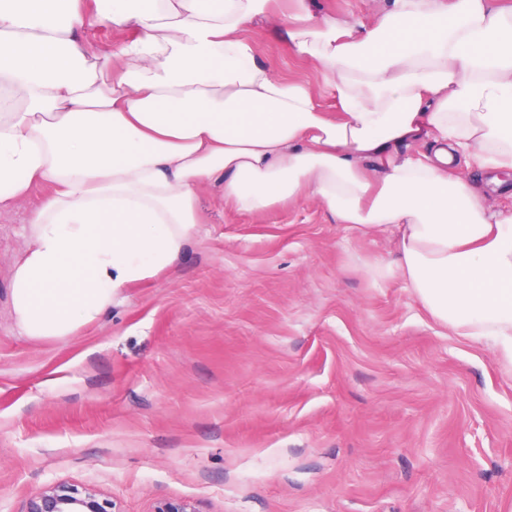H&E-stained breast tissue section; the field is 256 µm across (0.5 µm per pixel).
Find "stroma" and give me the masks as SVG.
Listing matches in <instances>:
<instances>
[{
  "mask_svg": "<svg viewBox=\"0 0 512 512\" xmlns=\"http://www.w3.org/2000/svg\"><path fill=\"white\" fill-rule=\"evenodd\" d=\"M251 39L331 97L280 17ZM49 188L0 212V512L55 482L121 512H512V372L370 264L311 198L251 216L199 192L177 264L61 341L15 330L11 268Z\"/></svg>",
  "mask_w": 512,
  "mask_h": 512,
  "instance_id": "obj_1",
  "label": "stroma"
}]
</instances>
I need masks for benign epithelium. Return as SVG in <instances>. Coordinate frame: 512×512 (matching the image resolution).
Listing matches in <instances>:
<instances>
[{
	"label": "benign epithelium",
	"instance_id": "obj_1",
	"mask_svg": "<svg viewBox=\"0 0 512 512\" xmlns=\"http://www.w3.org/2000/svg\"><path fill=\"white\" fill-rule=\"evenodd\" d=\"M27 512H117L112 500L90 486L52 483L31 496ZM152 512H203L200 504L181 498H164Z\"/></svg>",
	"mask_w": 512,
	"mask_h": 512
}]
</instances>
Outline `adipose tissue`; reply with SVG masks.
Segmentation results:
<instances>
[{"mask_svg": "<svg viewBox=\"0 0 512 512\" xmlns=\"http://www.w3.org/2000/svg\"><path fill=\"white\" fill-rule=\"evenodd\" d=\"M292 2L288 36L337 117L257 57L271 0H0V211L52 188L11 271L20 335H74L174 266L213 187L248 215L309 195L385 236L372 276L512 368V209L459 167H512V9L383 0L366 27ZM98 22L131 36L87 54L78 34ZM421 139L432 153L400 155Z\"/></svg>", "mask_w": 512, "mask_h": 512, "instance_id": "1", "label": "adipose tissue"}]
</instances>
